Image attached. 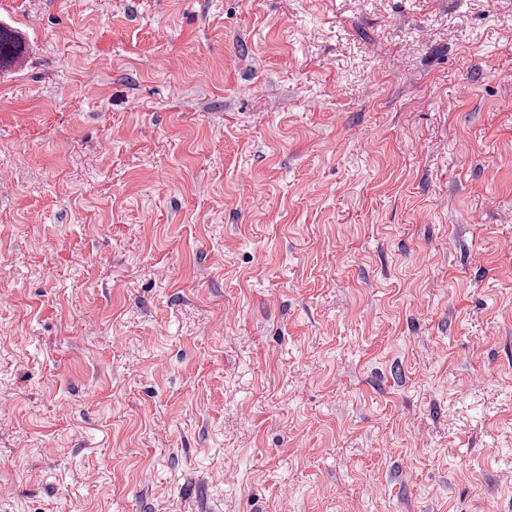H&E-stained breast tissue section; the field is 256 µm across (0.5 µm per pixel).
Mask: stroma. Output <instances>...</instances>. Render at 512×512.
<instances>
[{"label": "stroma", "mask_w": 512, "mask_h": 512, "mask_svg": "<svg viewBox=\"0 0 512 512\" xmlns=\"http://www.w3.org/2000/svg\"><path fill=\"white\" fill-rule=\"evenodd\" d=\"M0 22V512H512V0ZM25 52V44L18 32L8 25L0 24V69L18 62Z\"/></svg>", "instance_id": "obj_1"}]
</instances>
